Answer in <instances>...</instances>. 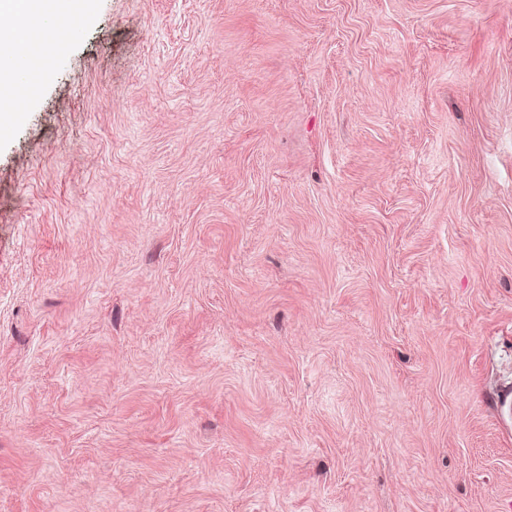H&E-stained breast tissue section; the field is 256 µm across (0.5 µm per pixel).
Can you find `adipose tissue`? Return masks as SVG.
<instances>
[{"mask_svg": "<svg viewBox=\"0 0 512 512\" xmlns=\"http://www.w3.org/2000/svg\"><path fill=\"white\" fill-rule=\"evenodd\" d=\"M58 0H0V45L14 44L17 38L16 16L18 11L41 22L39 54L44 65H51L53 59L65 52L67 43L57 39L52 21L57 14Z\"/></svg>", "mask_w": 512, "mask_h": 512, "instance_id": "1", "label": "adipose tissue"}]
</instances>
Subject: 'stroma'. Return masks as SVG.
Masks as SVG:
<instances>
[{
	"instance_id": "obj_1",
	"label": "stroma",
	"mask_w": 512,
	"mask_h": 512,
	"mask_svg": "<svg viewBox=\"0 0 512 512\" xmlns=\"http://www.w3.org/2000/svg\"><path fill=\"white\" fill-rule=\"evenodd\" d=\"M0 133V512H512V0H95Z\"/></svg>"
}]
</instances>
